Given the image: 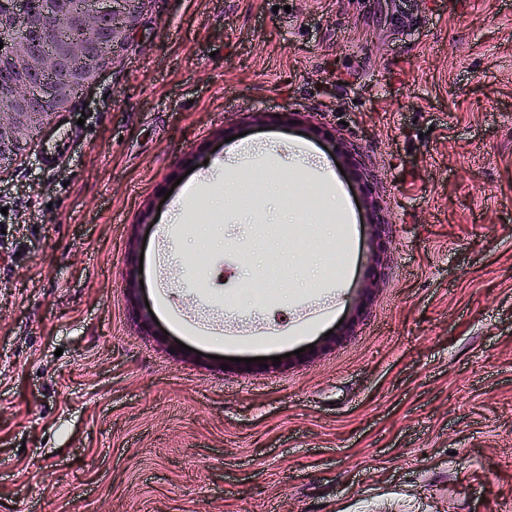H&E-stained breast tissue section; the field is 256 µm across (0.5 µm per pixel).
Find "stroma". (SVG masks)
Instances as JSON below:
<instances>
[{"instance_id": "obj_1", "label": "stroma", "mask_w": 512, "mask_h": 512, "mask_svg": "<svg viewBox=\"0 0 512 512\" xmlns=\"http://www.w3.org/2000/svg\"><path fill=\"white\" fill-rule=\"evenodd\" d=\"M0 512H512V0H147L0 167Z\"/></svg>"}]
</instances>
